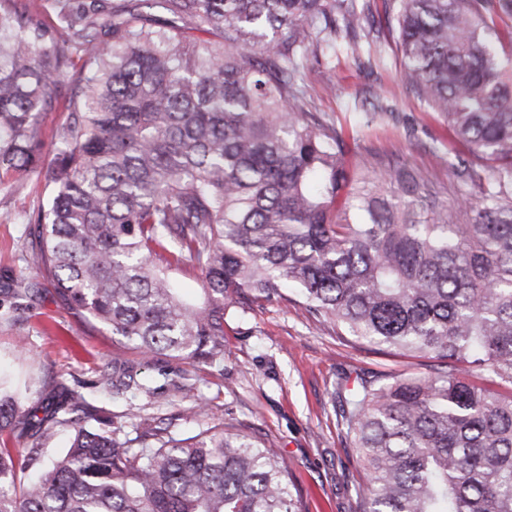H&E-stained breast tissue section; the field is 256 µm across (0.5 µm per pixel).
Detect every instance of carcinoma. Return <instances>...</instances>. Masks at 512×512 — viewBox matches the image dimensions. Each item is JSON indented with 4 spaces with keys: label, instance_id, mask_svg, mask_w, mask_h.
Wrapping results in <instances>:
<instances>
[{
    "label": "carcinoma",
    "instance_id": "cac0c4a2",
    "mask_svg": "<svg viewBox=\"0 0 512 512\" xmlns=\"http://www.w3.org/2000/svg\"><path fill=\"white\" fill-rule=\"evenodd\" d=\"M18 2L0 0V170H44L50 199L25 220L64 305L120 345L221 372L224 315L291 291L360 341L440 364L333 387L362 512H512V391L469 374L512 387V0H389L400 84L466 147L448 169L478 196L450 206L414 168L351 166L309 109V61L380 41L366 2L158 0L157 16L153 0H73L52 48L40 4ZM190 24L222 40L198 45ZM67 82L72 121L46 163L41 119ZM184 263L199 301L171 277ZM111 385L151 392L129 367ZM84 405L53 408L73 433L60 456L0 450V512H301L255 436L124 437ZM43 423L0 394V434Z\"/></svg>",
    "mask_w": 512,
    "mask_h": 512
}]
</instances>
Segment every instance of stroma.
<instances>
[{
    "label": "stroma",
    "mask_w": 512,
    "mask_h": 512,
    "mask_svg": "<svg viewBox=\"0 0 512 512\" xmlns=\"http://www.w3.org/2000/svg\"><path fill=\"white\" fill-rule=\"evenodd\" d=\"M371 8L385 24L379 53L359 65L341 50L310 65L303 73L307 97L324 120L341 122L352 162L407 164L436 185L443 203L453 204L461 186L438 156L464 147L438 113L402 88L395 27L387 22L383 0H371ZM365 91L390 109L369 127L354 108ZM47 197L40 174L22 180L0 174V379L19 391L22 411L41 417L51 402L78 393L89 418L128 432L146 418L176 434L214 425L239 429L278 451L304 512H359L355 487L362 473L333 406L334 383L343 376L353 384L401 373L428 376L435 361L355 342L284 301L258 302L225 317L220 373L190 360L146 359L135 349L114 348L109 333L83 324L30 262L35 227L21 218ZM19 286L27 290L21 299L11 294ZM117 363L136 371L141 390L113 392ZM184 384L192 386L191 395L181 392ZM198 398L205 414L187 417Z\"/></svg>",
    "instance_id": "35a3bbf8"
}]
</instances>
